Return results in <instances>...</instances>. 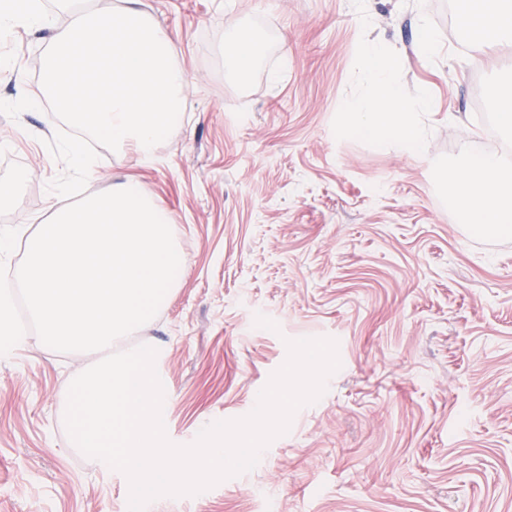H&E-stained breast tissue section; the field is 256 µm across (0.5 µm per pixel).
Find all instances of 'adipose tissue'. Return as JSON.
Instances as JSON below:
<instances>
[{"mask_svg":"<svg viewBox=\"0 0 512 512\" xmlns=\"http://www.w3.org/2000/svg\"><path fill=\"white\" fill-rule=\"evenodd\" d=\"M472 4L477 40L512 41V0H472ZM362 55L374 90L349 106L342 132H361L399 155L419 159L424 130L410 111L395 69L376 45H367ZM449 179L475 233L512 235V161L497 154L468 156Z\"/></svg>","mask_w":512,"mask_h":512,"instance_id":"1","label":"adipose tissue"}]
</instances>
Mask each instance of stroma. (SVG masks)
<instances>
[{"label": "stroma", "mask_w": 512, "mask_h": 512, "mask_svg": "<svg viewBox=\"0 0 512 512\" xmlns=\"http://www.w3.org/2000/svg\"><path fill=\"white\" fill-rule=\"evenodd\" d=\"M139 6L174 42L184 107L152 161L99 149L87 191L138 182L186 255L180 286L129 340L158 351L168 439L249 414L286 340L334 338L341 361L255 468L145 512H512V237L470 233L448 179L466 155L512 152L494 118L512 43L461 39L455 0ZM232 31L263 41L244 76L224 54ZM48 38L20 27L0 46L14 62L0 68V181L27 174L0 209L18 231L11 273L65 171L45 146L63 122L23 105L41 92ZM367 43L421 102L420 160L336 135L371 92ZM258 313L278 331L255 327ZM93 361L34 343L0 360V512H128L125 475L68 445V387Z\"/></svg>", "instance_id": "35a3bbf8"}]
</instances>
